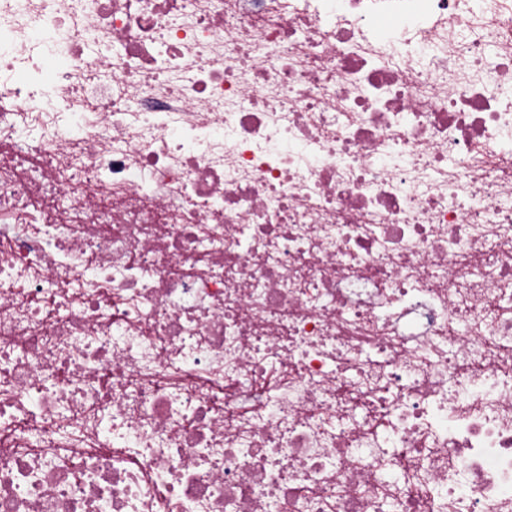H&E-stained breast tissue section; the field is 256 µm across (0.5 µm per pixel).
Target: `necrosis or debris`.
<instances>
[{"label":"necrosis or debris","mask_w":512,"mask_h":512,"mask_svg":"<svg viewBox=\"0 0 512 512\" xmlns=\"http://www.w3.org/2000/svg\"><path fill=\"white\" fill-rule=\"evenodd\" d=\"M0 512H512V0H0Z\"/></svg>","instance_id":"necrosis-or-debris-1"}]
</instances>
